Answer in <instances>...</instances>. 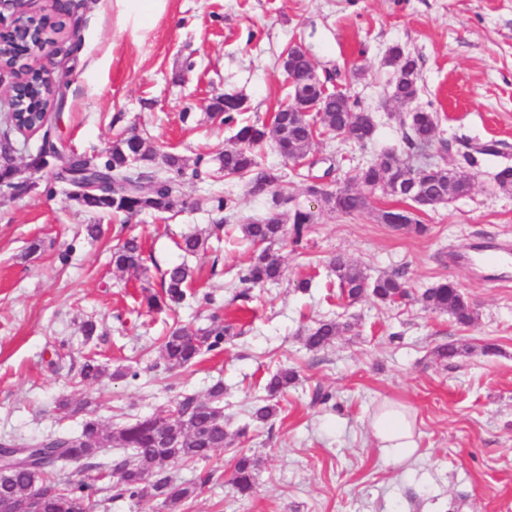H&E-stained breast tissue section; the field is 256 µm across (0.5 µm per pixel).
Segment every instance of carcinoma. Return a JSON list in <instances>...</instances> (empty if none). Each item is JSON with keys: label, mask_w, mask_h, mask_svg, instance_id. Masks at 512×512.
Listing matches in <instances>:
<instances>
[{"label": "carcinoma", "mask_w": 512, "mask_h": 512, "mask_svg": "<svg viewBox=\"0 0 512 512\" xmlns=\"http://www.w3.org/2000/svg\"><path fill=\"white\" fill-rule=\"evenodd\" d=\"M20 27L30 30L36 37L50 40L51 34L63 29L60 22H52L46 15L26 16ZM31 40H24L16 32L0 33V66L17 74V94L12 111L6 113L0 123V173L12 176L9 188L19 195L30 188L25 181L15 180L18 174L11 152L12 137L17 133L34 131L46 119V113L56 109L53 82L41 69L32 65L26 55ZM390 63L396 66L392 96L401 105L411 104L417 97L415 80L417 60L399 47L390 52ZM324 109L321 122L334 132L349 135L350 140L365 145L376 130L371 116L358 111L357 104L343 92L320 90ZM221 113L219 119L225 126L235 130V147L224 150L220 166L212 169L210 160L197 156L191 176L194 179H215L219 174L235 177L248 185L264 180L274 188V194L288 193V182L281 172L264 166L260 156L266 145H271L283 158L305 157L313 143V127L307 118L288 111L283 105L275 114L272 124L251 123L242 119L245 111L244 99L229 93L218 97ZM438 115L435 112L417 110L410 115L408 131L404 134L410 153L423 158L426 149L436 134ZM466 148L462 153L466 164L475 165V155L491 154L493 146L477 145L463 139ZM55 155L71 163V169L81 173V179H96L104 189L80 199L83 206L103 215H135L142 212L179 213L186 207L182 192L183 177L187 165L184 158L169 152L161 143L150 142L130 132L112 142L100 156L87 159L81 164L72 162L75 151H55ZM158 162L160 169L145 171L143 163ZM473 176L461 167L425 160L417 166L399 159L393 151H385L370 162L355 166L344 175L340 186L327 193V206L340 213L352 214L370 208L372 195L385 194L415 201L397 188L406 185L423 192L434 204H446L451 200L470 194ZM381 219L397 229L408 228L417 233L425 231L413 213L408 211H384ZM291 229L287 230L279 216L252 220L239 226L242 236L254 244L272 245L285 234L291 235L293 245L302 246L303 237L315 221V214L296 207L288 215ZM144 251L135 237L129 238L112 253V266L119 271H137L143 267ZM330 264L336 273L338 299L354 304L366 295L373 296L382 304L406 302L410 291L405 288L402 274L380 275L370 278L365 271L349 262L344 256H334ZM282 275L277 258L264 250L256 260L244 269L239 281L256 287L275 281ZM192 280L191 269L183 263L166 269L162 277L161 292L146 297L150 309L171 308L181 304ZM426 307L433 311L448 313L461 327L471 326L476 311L467 298L451 282H442L427 289L422 295ZM212 325L199 334L175 328L165 336L160 345V357L170 369L184 368L196 361L202 351H217L224 344V337L231 334V325L224 324L220 314L211 316ZM352 328L349 322L322 319L305 330L303 341L310 350L323 349L342 331ZM104 374V369L92 357L85 360L82 380L95 383ZM297 379V372L280 367L264 380V395L256 399L251 411V420L265 424L278 412L274 399L285 393ZM224 385L220 382L208 390V396L199 400L193 395H184L164 416H131L117 428H105L98 420L88 418L82 422L75 434L51 433L27 440H3L2 446L36 448L40 454L35 466L15 469L0 474V501L13 500L18 512H27L34 506L38 512H91L92 498L99 491L98 483L115 478L112 484L114 497L156 500L168 512H175L183 502L192 499L198 491L196 482H179L171 475L176 465H192L209 459L213 453L228 444L224 429ZM89 406L86 400L60 399L55 408L63 416L78 414ZM124 449V455L112 460L106 471L92 462L100 450L112 444ZM83 462L89 473L77 481L59 478L57 464L60 462ZM259 459L250 455L237 457L232 485L235 491L248 496L254 489Z\"/></svg>", "instance_id": "cac0c4a2"}]
</instances>
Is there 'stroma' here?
I'll list each match as a JSON object with an SVG mask.
<instances>
[{"instance_id": "1", "label": "stroma", "mask_w": 512, "mask_h": 512, "mask_svg": "<svg viewBox=\"0 0 512 512\" xmlns=\"http://www.w3.org/2000/svg\"><path fill=\"white\" fill-rule=\"evenodd\" d=\"M77 16L82 45L56 133L89 157L130 128L187 162L217 157L233 147L234 132L211 118L213 98L238 94L246 120H269L288 101L281 55L294 42L329 89L344 91L376 123L362 148L318 126L312 175L386 150L407 157L410 108L392 98L388 62L396 45L418 60L415 105L439 116L432 161L462 165L464 136L497 152L479 156L469 196L418 211L428 226L419 235L380 220L381 211L403 206L380 193L369 210H330L270 150L263 163L283 171L287 199L235 179L190 180L183 212L122 224L65 195L51 169H28L41 132L16 135L14 164L30 188L19 196L0 189V440L78 431L79 419L55 408L62 397L91 399L92 416L112 428L127 414L167 411L185 394L206 398L220 382L234 440L209 460L173 468L177 479L202 483L176 512H512V287L476 284L450 261L474 237L512 239V192L493 180L512 166V0H167L141 39L123 30L114 0H81ZM227 191L237 198V225L297 206L315 213L305 248L286 239L272 246L280 281L240 284L256 250L215 225L211 198ZM89 224L102 226L98 239L88 238ZM185 234L205 239V251L184 257L176 243ZM132 237L143 245V269L114 270L113 248ZM338 254L373 277L402 272L410 300L386 307L367 296L340 306L328 266ZM182 261L194 270L185 303L148 310L144 293L159 291L163 272ZM446 280L474 306L470 327L425 308V290ZM215 306L233 324L223 350L184 369L164 366L158 346L169 328L209 327ZM326 316L351 330L308 350L303 330ZM89 319L97 332L88 341ZM451 342L469 344L470 353L436 360L434 349ZM91 355L105 373L85 384L80 368ZM280 366L295 368L298 379L279 397L277 416L252 426L249 409ZM126 368L136 377H116ZM319 386L333 404L311 405ZM386 402L405 406L413 423L416 449L400 463L370 430ZM239 453L262 459L245 499L229 482Z\"/></svg>"}]
</instances>
